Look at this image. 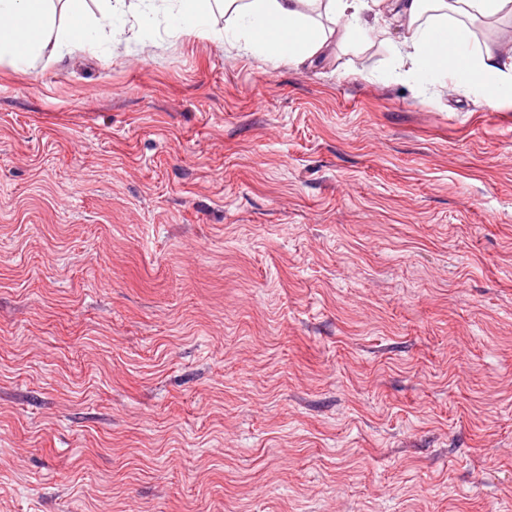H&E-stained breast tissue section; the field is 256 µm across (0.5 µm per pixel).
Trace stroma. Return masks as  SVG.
<instances>
[{"instance_id":"35a3bbf8","label":"stroma","mask_w":512,"mask_h":512,"mask_svg":"<svg viewBox=\"0 0 512 512\" xmlns=\"http://www.w3.org/2000/svg\"><path fill=\"white\" fill-rule=\"evenodd\" d=\"M211 23L0 65V512H512V106Z\"/></svg>"}]
</instances>
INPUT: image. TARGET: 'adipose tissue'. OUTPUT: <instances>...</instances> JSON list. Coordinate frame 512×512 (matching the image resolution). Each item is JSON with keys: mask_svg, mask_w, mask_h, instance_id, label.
<instances>
[{"mask_svg": "<svg viewBox=\"0 0 512 512\" xmlns=\"http://www.w3.org/2000/svg\"><path fill=\"white\" fill-rule=\"evenodd\" d=\"M149 0H0V64L31 67L43 58L92 49L96 34L115 13ZM224 12L245 27L244 47L272 62L301 63L324 55L333 37L364 35L396 46L417 86L439 83L484 93L488 105H512V50L477 46L468 25L512 16V0H224ZM181 32L218 33L208 21V0H175Z\"/></svg>", "mask_w": 512, "mask_h": 512, "instance_id": "1", "label": "adipose tissue"}]
</instances>
